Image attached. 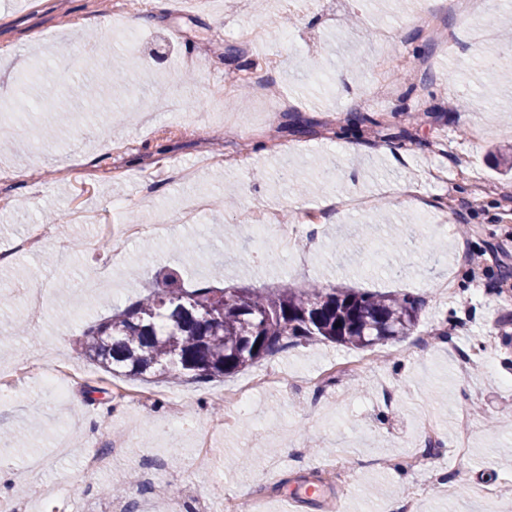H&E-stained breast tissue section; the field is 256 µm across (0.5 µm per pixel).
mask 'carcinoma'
Instances as JSON below:
<instances>
[{"instance_id":"cac0c4a2","label":"carcinoma","mask_w":512,"mask_h":512,"mask_svg":"<svg viewBox=\"0 0 512 512\" xmlns=\"http://www.w3.org/2000/svg\"><path fill=\"white\" fill-rule=\"evenodd\" d=\"M422 300L342 286L181 288L146 295L85 332L84 355L113 375L169 382L236 374L295 344L365 349L400 340L418 325Z\"/></svg>"}]
</instances>
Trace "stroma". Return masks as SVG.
Segmentation results:
<instances>
[{"instance_id":"stroma-1","label":"stroma","mask_w":512,"mask_h":512,"mask_svg":"<svg viewBox=\"0 0 512 512\" xmlns=\"http://www.w3.org/2000/svg\"><path fill=\"white\" fill-rule=\"evenodd\" d=\"M494 8L503 21L490 20ZM127 12L132 40L107 50L86 35L91 20L110 22L112 0H0V107L19 110L17 122L0 121V169L14 175L0 180V252L10 255L0 262V295L9 300L0 308V378L13 384L12 401L0 404V458L15 469L34 455L48 461L0 501L77 512L89 496L107 512L102 485L162 456L169 493H144L136 512H169L187 483L209 512H224L228 494L242 512H283L290 494L296 512H378L423 482L378 463L413 454L427 415L444 444L437 473L456 491L424 493L420 512H512L475 491L512 476V345L502 342L512 336V67L488 68L512 52V0H475L464 15L449 13L448 0H199L176 10L170 0H129ZM425 12L445 24L447 45L419 26ZM114 55L128 61L125 79L84 98V83ZM249 76L264 81L262 98L242 95ZM167 98L181 108L156 110ZM351 143L359 152H348ZM231 152L234 164L197 165ZM186 166L197 169L193 183L169 178ZM402 184L415 188V205L396 201ZM195 195L205 210L180 223ZM257 203L288 225L300 208L319 218L298 224L299 250L275 238L259 250L241 222ZM48 211L56 221L43 250L14 252ZM164 220L166 239L100 246L121 225ZM211 224L222 225V239L209 237ZM462 246L484 253L479 273L460 261ZM170 269L187 288L413 292L423 300L419 330L445 327L451 338L425 353L412 338L391 341L368 368L328 376L315 418L304 414L310 391L286 379L257 391L247 416L227 429L216 410L224 390L256 369L171 383L111 375L82 355L88 327L143 298ZM446 279L459 288L451 303L435 294ZM63 280L70 289L60 290ZM38 285L52 293L44 309L31 300ZM490 334L495 343L483 348ZM480 351L487 368L462 384L457 359ZM353 354L329 342L299 345L259 367L308 373ZM21 359L75 367L69 398L55 400L39 377L14 373ZM383 383L392 401L383 400ZM120 387L162 397L130 404L114 398ZM462 408L479 431L460 457L450 443ZM186 413L194 428L160 435ZM116 433L125 448L107 470L87 472L86 458ZM297 447L306 453L296 461ZM341 451L376 464L337 483L316 466Z\"/></svg>"}]
</instances>
